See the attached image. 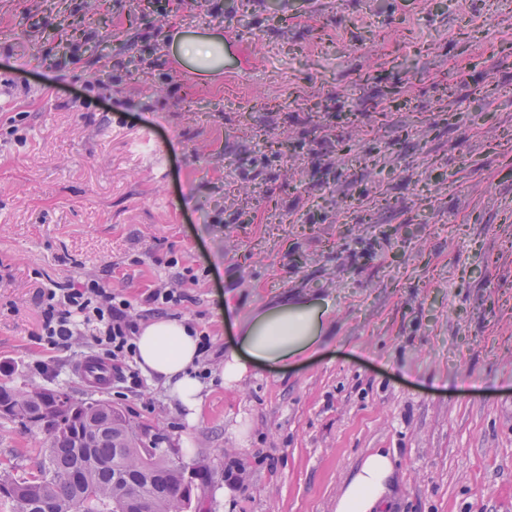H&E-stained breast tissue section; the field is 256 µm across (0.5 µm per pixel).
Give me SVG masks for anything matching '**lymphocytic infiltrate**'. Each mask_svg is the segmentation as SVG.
<instances>
[{"label": "lymphocytic infiltrate", "mask_w": 512, "mask_h": 512, "mask_svg": "<svg viewBox=\"0 0 512 512\" xmlns=\"http://www.w3.org/2000/svg\"><path fill=\"white\" fill-rule=\"evenodd\" d=\"M185 299L182 288L172 283L155 289L147 297L148 309L143 312L96 279L64 283L39 292L40 320L35 337L53 349L68 347L77 338L90 341L111 360L115 380L139 390L144 382L131 364L137 354L135 338L142 322L150 314L166 315Z\"/></svg>", "instance_id": "obj_1"}]
</instances>
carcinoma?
Listing matches in <instances>:
<instances>
[{
  "instance_id": "1",
  "label": "carcinoma",
  "mask_w": 512,
  "mask_h": 512,
  "mask_svg": "<svg viewBox=\"0 0 512 512\" xmlns=\"http://www.w3.org/2000/svg\"><path fill=\"white\" fill-rule=\"evenodd\" d=\"M80 411L81 417L96 428L91 452L97 466L86 471L83 484L77 487L64 479L78 458L75 429L62 421L52 405L29 404L17 421L45 435L37 469L41 480L36 483L25 477L0 476V481L13 485L12 494L4 500L13 504L17 497L26 498L33 505L32 512H45L52 505L55 512H108L100 507L101 500L121 498L127 493L126 484H114V473L136 478L149 471L153 480L141 486L154 501V512H200L189 496L186 476L170 465L167 449L160 441H154L152 449L146 450L144 444L123 438L125 427L135 423L124 410L107 399H91Z\"/></svg>"
}]
</instances>
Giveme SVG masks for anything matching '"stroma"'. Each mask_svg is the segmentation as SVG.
Listing matches in <instances>:
<instances>
[{
	"mask_svg": "<svg viewBox=\"0 0 512 512\" xmlns=\"http://www.w3.org/2000/svg\"><path fill=\"white\" fill-rule=\"evenodd\" d=\"M209 8L0 0V380L125 409L206 464L208 512H335L379 450L390 512H512V0ZM81 30L113 81L58 64ZM176 30L223 36L216 78ZM88 277L137 306L182 278L170 315L211 337L196 423L152 379L78 380L89 341L38 343V289ZM288 295L328 302L321 346L219 385L237 323ZM43 442L0 418L11 476Z\"/></svg>",
	"mask_w": 512,
	"mask_h": 512,
	"instance_id": "35a3bbf8",
	"label": "stroma"
}]
</instances>
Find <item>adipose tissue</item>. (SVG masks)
Returning <instances> with one entry per match:
<instances>
[{
	"label": "adipose tissue",
	"mask_w": 512,
	"mask_h": 512,
	"mask_svg": "<svg viewBox=\"0 0 512 512\" xmlns=\"http://www.w3.org/2000/svg\"><path fill=\"white\" fill-rule=\"evenodd\" d=\"M224 39L216 34L173 37L171 52L186 68L219 73ZM330 307L322 300L283 302L256 313L240 328L224 354L218 374L223 387H237L255 368L285 370L321 341ZM142 372L160 382L183 407L189 421L202 413L205 389L194 372L200 358L198 339L176 319L159 317L145 323L136 340ZM394 462L389 453L367 455L336 499V512H388Z\"/></svg>",
	"instance_id": "obj_1"
}]
</instances>
